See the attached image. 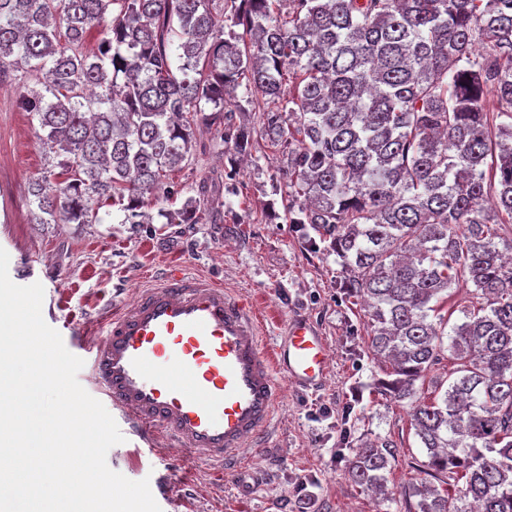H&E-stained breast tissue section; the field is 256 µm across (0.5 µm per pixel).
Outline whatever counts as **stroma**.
<instances>
[{
  "mask_svg": "<svg viewBox=\"0 0 512 512\" xmlns=\"http://www.w3.org/2000/svg\"><path fill=\"white\" fill-rule=\"evenodd\" d=\"M36 76H0V248L19 285L44 287L42 314L62 338L89 329L112 307L168 267L222 280L266 312L265 341L274 343L286 318L303 314L326 336L327 386L301 392L285 387L265 447H247L255 478L245 495L214 465L185 464L128 438L107 453L108 466L139 481L166 477L173 490L161 512H409L424 483L443 487L412 426L408 406L375 389L383 371L369 352L368 312L339 286L335 256L311 251L300 230L279 219L269 202L272 178L287 162L271 147L241 160L220 127L199 125L188 165L172 172L175 192L164 205L145 202L152 223L127 224L119 207L99 209L92 224H37L29 185L58 181L55 154L45 152L36 123L20 99L40 89ZM195 199L196 224H166L159 208ZM383 437L396 447L389 465L393 500L384 502L348 480L346 460L360 443Z\"/></svg>",
  "mask_w": 512,
  "mask_h": 512,
  "instance_id": "stroma-1",
  "label": "stroma"
}]
</instances>
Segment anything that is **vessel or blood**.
Instances as JSON below:
<instances>
[{
  "label": "vessel or blood",
  "instance_id": "b4317fda",
  "mask_svg": "<svg viewBox=\"0 0 512 512\" xmlns=\"http://www.w3.org/2000/svg\"><path fill=\"white\" fill-rule=\"evenodd\" d=\"M266 344L260 310L223 283L169 268L97 324L86 362L123 431L159 455L223 469L242 487L248 444L275 425L284 385L325 387L330 350L310 318L293 316Z\"/></svg>",
  "mask_w": 512,
  "mask_h": 512
}]
</instances>
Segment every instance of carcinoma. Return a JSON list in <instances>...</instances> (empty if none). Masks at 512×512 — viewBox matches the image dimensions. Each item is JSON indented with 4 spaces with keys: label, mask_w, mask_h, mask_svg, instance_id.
<instances>
[{
    "label": "carcinoma",
    "mask_w": 512,
    "mask_h": 512,
    "mask_svg": "<svg viewBox=\"0 0 512 512\" xmlns=\"http://www.w3.org/2000/svg\"><path fill=\"white\" fill-rule=\"evenodd\" d=\"M210 2L0 0V73L45 75L23 108L64 176L30 185L34 223L91 224L110 200L148 224L194 125H224L241 155L251 128L230 117L259 113L288 155L271 185L284 220L336 256L380 388L410 401L432 469L465 479L420 490L416 512H512V0ZM158 215L196 223L190 200ZM453 288L484 303L451 325ZM392 448L353 449L349 480L392 500Z\"/></svg>",
    "instance_id": "obj_1"
}]
</instances>
